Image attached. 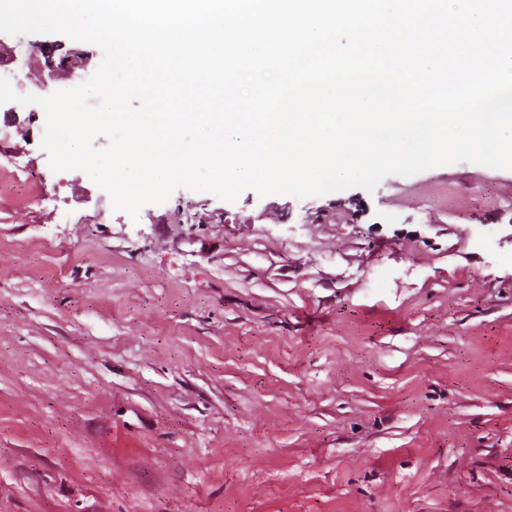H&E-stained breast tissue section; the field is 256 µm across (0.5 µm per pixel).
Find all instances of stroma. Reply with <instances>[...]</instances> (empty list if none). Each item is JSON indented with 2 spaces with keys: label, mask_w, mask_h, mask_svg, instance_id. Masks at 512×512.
<instances>
[{
  "label": "stroma",
  "mask_w": 512,
  "mask_h": 512,
  "mask_svg": "<svg viewBox=\"0 0 512 512\" xmlns=\"http://www.w3.org/2000/svg\"><path fill=\"white\" fill-rule=\"evenodd\" d=\"M35 35L0 76L38 96ZM0 106V512H512V170L114 209Z\"/></svg>",
  "instance_id": "stroma-1"
}]
</instances>
